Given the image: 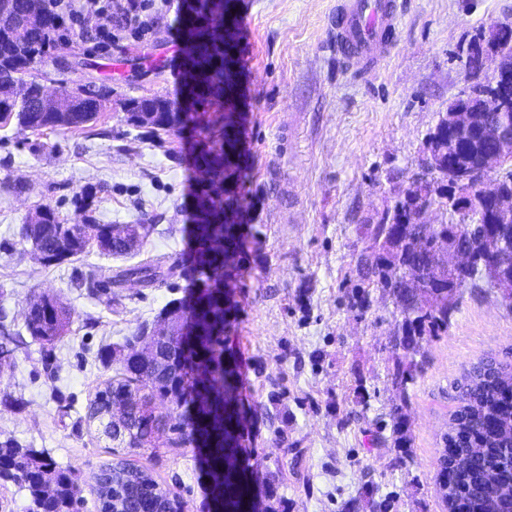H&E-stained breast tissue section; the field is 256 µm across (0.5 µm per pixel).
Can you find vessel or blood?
<instances>
[{
    "label": "vessel or blood",
    "instance_id": "obj_1",
    "mask_svg": "<svg viewBox=\"0 0 512 512\" xmlns=\"http://www.w3.org/2000/svg\"><path fill=\"white\" fill-rule=\"evenodd\" d=\"M401 11L400 0H341L336 8L337 51L358 69L375 68L393 47Z\"/></svg>",
    "mask_w": 512,
    "mask_h": 512
}]
</instances>
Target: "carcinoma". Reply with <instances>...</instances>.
Instances as JSON below:
<instances>
[{
    "label": "carcinoma",
    "mask_w": 512,
    "mask_h": 512,
    "mask_svg": "<svg viewBox=\"0 0 512 512\" xmlns=\"http://www.w3.org/2000/svg\"><path fill=\"white\" fill-rule=\"evenodd\" d=\"M188 54L194 63L190 114L182 120L172 103L161 97L133 100L129 120L139 126L181 131L193 124L199 138L204 165L203 184L195 195V224L190 227L195 282L186 294L172 300L169 336L156 342V357L140 361L132 354L108 352L104 361L115 366L104 389L87 405L88 416L103 428L114 448H140L152 443L157 433L169 431L170 444L177 448L194 444L195 435L206 437L211 496L224 498V486L248 455L242 444L246 420L242 412L224 417V405H240L236 359L225 345L227 329L233 323L224 307V283L236 285L238 264L224 263V254L239 255L244 240L260 233L251 224L237 232L240 223L238 179L239 154L232 150L233 112L226 107L224 91V38L236 40V32L224 31V0H199L183 15ZM56 19L41 0H0V124L11 120L31 131L57 127L82 129L99 112L100 94L89 87L64 89L54 97L43 95V85L31 77L35 60L43 55ZM484 142L478 137L458 139L452 162L477 163ZM423 187L410 186L395 203L388 223L372 228L371 255L360 260L365 279L384 288L407 315L400 329L399 346L416 350L424 336H438L448 330V290L479 287L482 266L471 267L448 279V261L439 255L436 241L448 242L457 224L427 228L409 221L414 201ZM32 248L58 255L87 252L82 241L97 238L105 243L101 254L125 256L137 249L130 244L127 226L98 224L79 209L69 223H63L51 208ZM430 269L428 279L410 286L403 271ZM178 267L155 260L123 270L136 276L144 286L165 282L176 276ZM72 313L56 298L47 295L30 301L25 316L29 335L42 345L62 338ZM459 406L452 413L443 442L448 448V468L440 472L448 512L464 506L468 512H501L512 505V465L497 459L500 449L512 445V404L502 402L512 389V365L492 357L464 370L457 382ZM169 403L165 415L146 409L149 402ZM127 419V437L119 440L112 429L113 416ZM0 472L24 487L30 496L28 512H74L82 501L84 480L70 468H59L33 449L0 442ZM115 489L97 494L98 512H104L112 496L126 502L129 512H160L172 509L175 495L163 489L145 470L130 478L112 475Z\"/></svg>",
    "instance_id": "carcinoma-1"
}]
</instances>
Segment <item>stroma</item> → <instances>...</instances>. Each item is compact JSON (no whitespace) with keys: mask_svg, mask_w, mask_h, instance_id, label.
Here are the masks:
<instances>
[{"mask_svg":"<svg viewBox=\"0 0 512 512\" xmlns=\"http://www.w3.org/2000/svg\"><path fill=\"white\" fill-rule=\"evenodd\" d=\"M339 0H237L239 191L260 237L239 258L236 320L227 344L238 364L253 491L266 512H446L439 456L464 369L491 356L512 365V300L498 288H460L445 333L397 347L403 316L389 292L362 293L357 271L369 228L413 177L427 138L471 83L467 44L512 18V0H409L395 45L374 76L356 74L332 48ZM173 0L145 43L104 50L57 46L38 63L45 87L91 85L103 95L83 129L0 126V326L15 333L13 367L0 374V442L43 452L91 475L111 443L85 421L112 366L100 360L154 323L193 280L188 230L201 172L187 134L131 123L130 101L183 91ZM87 197L100 224H143L128 258L90 249L50 266L21 233L37 209L60 217ZM160 259L168 283L116 287L106 303L83 283ZM59 298L72 311L51 346L34 341L24 309ZM412 363L395 384L397 362ZM129 460L206 512L196 450L160 434Z\"/></svg>","mask_w":512,"mask_h":512,"instance_id":"1","label":"stroma"}]
</instances>
